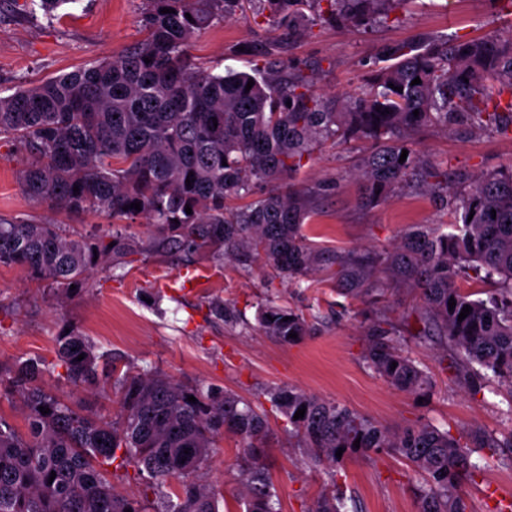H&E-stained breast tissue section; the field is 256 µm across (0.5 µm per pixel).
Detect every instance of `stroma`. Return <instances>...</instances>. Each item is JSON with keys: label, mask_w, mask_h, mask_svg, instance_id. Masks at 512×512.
<instances>
[{"label": "stroma", "mask_w": 512, "mask_h": 512, "mask_svg": "<svg viewBox=\"0 0 512 512\" xmlns=\"http://www.w3.org/2000/svg\"><path fill=\"white\" fill-rule=\"evenodd\" d=\"M404 23L354 27L317 23L289 44L281 30L258 24L252 12L237 13L195 37V63L220 72L249 70L248 47H279V59L296 62L329 98L350 94L372 81L379 68L378 50L421 37L463 39L512 36V12L492 0H424ZM143 0H69L59 18L47 23L42 9L27 10L0 0V89L18 81L35 83L91 62L122 53L142 36ZM426 160L448 174L449 193L471 178L512 164V139L465 124L428 126L414 136ZM355 144L325 143L289 178L295 188H316L317 213L305 232L318 248L347 252L382 250L398 243L412 224H446L450 212L426 185L414 182L373 208L358 203L353 175ZM24 159L0 143V215L36 217L60 224L70 234H103L106 217L70 215L39 207L22 192L17 172ZM192 266L203 277L196 288L171 287L182 269L171 257L142 251L125 267L100 265L88 287L61 294L48 282L32 279L20 267L0 266V373L29 358L55 361V338L70 327L105 353L137 368L153 367L187 386L202 384L233 391L261 404L265 388L289 385L335 401L390 427L429 423L459 435L473 427L506 432L500 411L512 400V386L473 392L461 388L453 370L444 368L436 345L409 342L407 350L435 378L424 398L395 390L362 360L359 321L346 313L351 299L337 294L333 281L297 287L267 281L261 269L243 274L231 262L216 267L197 257ZM285 305L313 309L320 320L314 334L284 345L259 328L257 310L270 294ZM234 305L239 319L229 325L211 310L214 300ZM47 389L66 401L105 417L118 406L102 389H74L62 377H45ZM269 433L262 463L274 484L281 512H308L326 476L304 465L291 448L283 416L268 409ZM242 440L225 433L217 439L205 468L208 483L220 494V512H242L236 469ZM475 483L465 491L471 512H497L491 486L512 493V467L494 458L480 461ZM347 512H418L415 477L404 460L386 453L346 460L337 476Z\"/></svg>", "instance_id": "1"}]
</instances>
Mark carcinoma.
<instances>
[{"mask_svg":"<svg viewBox=\"0 0 512 512\" xmlns=\"http://www.w3.org/2000/svg\"><path fill=\"white\" fill-rule=\"evenodd\" d=\"M37 2L51 23L54 11L74 0L25 6ZM257 2L269 10L267 22L294 36L305 7L315 20L365 26L402 22L410 0H327L325 11L322 0H145V37L132 48L0 95V140L27 155L18 173L24 194L50 209L104 215L112 235L73 238L58 224L0 217V265L24 268L64 292L85 288L98 265L121 266L143 250L216 264L230 258L245 270L260 260L268 278L297 283L322 268L341 294L372 307L355 312L364 328L363 361L394 389H433L430 372L401 348L409 338L450 353L459 383L470 390L493 381L512 385L511 164L469 183L456 199L450 231L414 224L400 243L378 252L316 249L303 233L315 215L311 191L288 183L317 147L357 142L363 206L387 200L414 176L448 192V174L424 163L406 139L425 126L448 125L454 111L478 129L511 136L512 39L440 36L386 48L387 65L373 83L342 97L336 109L308 77L285 75L283 62L223 74L192 62L197 34ZM417 77L421 83L412 84ZM230 198L246 203L229 208ZM135 202L140 209L130 207ZM141 220L155 230L146 242L126 233V225ZM470 275L489 288L459 287ZM393 280L420 297L411 309L420 329L407 337L380 305ZM465 305L471 312L460 321ZM318 321L273 299L258 311L265 333L288 345L311 335ZM55 341L59 363L27 359L9 378L0 376V397H18L27 421L23 434L0 415V512H219L218 494L201 471L226 430L244 442L246 512H279L261 464L268 424L259 407L222 388L186 387L155 369L112 362L119 413L90 414L41 380L61 366L73 385L96 384L103 371L95 345L72 329ZM265 396L286 417L303 460L325 469L326 488L308 512H343L336 470L353 456L385 451L408 462L421 477L420 512H470L464 488L480 472L473 454L484 451L512 466V455L502 457L512 434L501 440L475 428L456 437L430 424L392 431L292 386L272 387ZM42 406L50 412L42 414ZM302 406L304 417L294 419ZM111 466L133 468L143 494L118 491Z\"/></svg>","mask_w":512,"mask_h":512,"instance_id":"cac0c4a2","label":"carcinoma"}]
</instances>
